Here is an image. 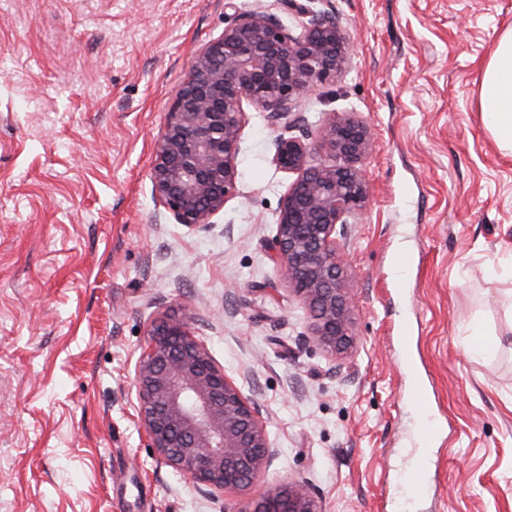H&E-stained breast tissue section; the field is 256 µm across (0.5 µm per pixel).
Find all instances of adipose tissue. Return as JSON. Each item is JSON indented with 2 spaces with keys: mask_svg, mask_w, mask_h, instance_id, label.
Masks as SVG:
<instances>
[{
  "mask_svg": "<svg viewBox=\"0 0 512 512\" xmlns=\"http://www.w3.org/2000/svg\"><path fill=\"white\" fill-rule=\"evenodd\" d=\"M479 107L501 147L512 151V29L499 37L485 65Z\"/></svg>",
  "mask_w": 512,
  "mask_h": 512,
  "instance_id": "ef3b65f1",
  "label": "adipose tissue"
}]
</instances>
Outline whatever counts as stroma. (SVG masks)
Segmentation results:
<instances>
[{
  "instance_id": "35a3bbf8",
  "label": "stroma",
  "mask_w": 512,
  "mask_h": 512,
  "mask_svg": "<svg viewBox=\"0 0 512 512\" xmlns=\"http://www.w3.org/2000/svg\"><path fill=\"white\" fill-rule=\"evenodd\" d=\"M224 3L0 0V512H242L291 478L322 512H512V155L479 108L512 0H317L354 50L303 103L306 126L353 112L373 134L337 357L275 259L293 177L264 114L210 230L155 220L153 145ZM172 309L261 409L277 454L248 494L200 497L140 423L134 366ZM475 325L488 354L467 349ZM405 353L443 426L431 492L407 508Z\"/></svg>"
}]
</instances>
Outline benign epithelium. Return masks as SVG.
I'll use <instances>...</instances> for the list:
<instances>
[{"label":"benign epithelium","instance_id":"benign-epithelium-1","mask_svg":"<svg viewBox=\"0 0 512 512\" xmlns=\"http://www.w3.org/2000/svg\"><path fill=\"white\" fill-rule=\"evenodd\" d=\"M289 6L306 18L299 33L269 10L236 9L191 58L155 141L150 174L153 199L174 223L208 230L236 195L245 105L288 130L303 122L297 108L317 87L348 71L352 42L336 15L295 0ZM371 149L369 126L353 113L326 112L306 137L274 139L276 167L295 174L279 203L276 256L311 313L312 341L332 356L353 344L347 240L350 220L369 203L362 163ZM147 336L134 382L151 447L205 498L247 491L274 456L258 404L216 363L186 316L163 314ZM249 512L321 509L292 479Z\"/></svg>","mask_w":512,"mask_h":512}]
</instances>
